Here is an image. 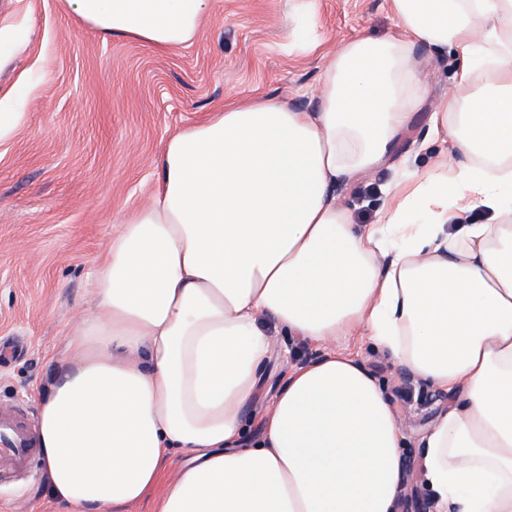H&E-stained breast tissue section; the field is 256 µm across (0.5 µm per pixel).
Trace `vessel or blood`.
<instances>
[{
	"instance_id": "1",
	"label": "vessel or blood",
	"mask_w": 512,
	"mask_h": 512,
	"mask_svg": "<svg viewBox=\"0 0 512 512\" xmlns=\"http://www.w3.org/2000/svg\"><path fill=\"white\" fill-rule=\"evenodd\" d=\"M37 455L35 425L23 409L0 407V472L29 469Z\"/></svg>"
}]
</instances>
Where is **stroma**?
<instances>
[{"mask_svg": "<svg viewBox=\"0 0 512 512\" xmlns=\"http://www.w3.org/2000/svg\"><path fill=\"white\" fill-rule=\"evenodd\" d=\"M314 14L321 45H296L292 29ZM0 102L23 118L0 139V337L18 340L0 360V404L38 408L52 380V355L67 328L94 306L93 274L117 224L145 205L154 163L167 139L228 97L254 91L316 108L328 51L358 36L397 32L388 0H211L202 36L161 52L112 39L83 23L64 0H0ZM431 94L414 113L388 165L339 190L355 223H376L385 188L423 174L442 144L430 115L452 90L455 52H416ZM378 379L405 432L403 498L426 497L418 460L422 439L451 399L431 382L401 370L365 336H340ZM322 347L299 336L273 338L262 365L263 388L276 390L292 368ZM42 463L0 480V512H64L47 494Z\"/></svg>", "mask_w": 512, "mask_h": 512, "instance_id": "obj_1", "label": "stroma"}]
</instances>
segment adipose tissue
<instances>
[{
	"mask_svg": "<svg viewBox=\"0 0 512 512\" xmlns=\"http://www.w3.org/2000/svg\"><path fill=\"white\" fill-rule=\"evenodd\" d=\"M65 2L171 50L199 37L209 0ZM390 10L397 35L329 52L315 111L256 91L167 141L40 400L45 487L70 512H396L406 437L377 379L330 348L348 334L454 396L423 438L436 512H512V0ZM420 48L463 58L430 116L456 156L353 223L336 188L388 163L429 97ZM477 209L487 223H467ZM280 331L327 350L249 439Z\"/></svg>",
	"mask_w": 512,
	"mask_h": 512,
	"instance_id": "adipose-tissue-1",
	"label": "adipose tissue"
}]
</instances>
